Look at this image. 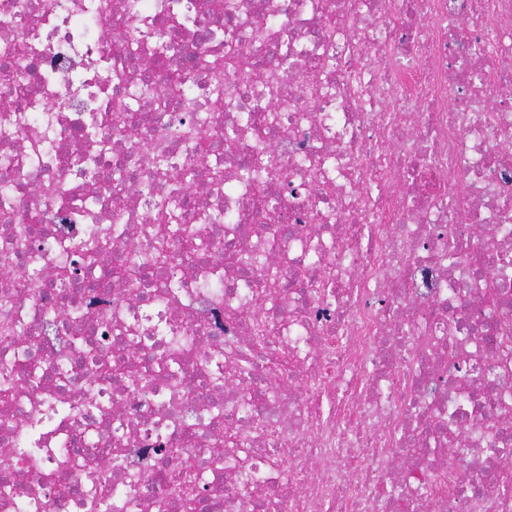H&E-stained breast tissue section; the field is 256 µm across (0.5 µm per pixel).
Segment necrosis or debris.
<instances>
[{"label":"necrosis or debris","instance_id":"1","mask_svg":"<svg viewBox=\"0 0 512 512\" xmlns=\"http://www.w3.org/2000/svg\"><path fill=\"white\" fill-rule=\"evenodd\" d=\"M176 2L0 0V512H512V0Z\"/></svg>","mask_w":512,"mask_h":512}]
</instances>
